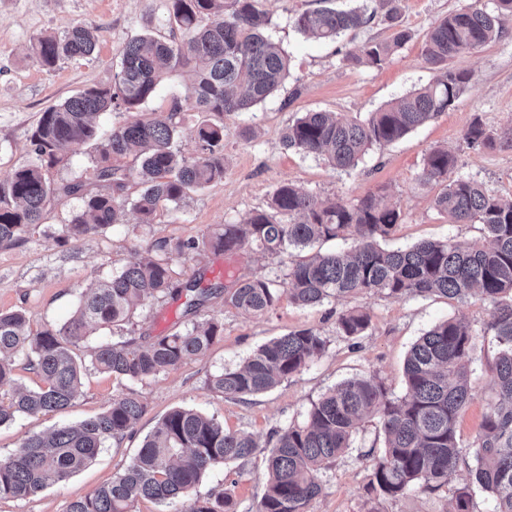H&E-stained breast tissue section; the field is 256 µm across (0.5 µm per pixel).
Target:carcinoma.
Returning <instances> with one entry per match:
<instances>
[{
	"mask_svg": "<svg viewBox=\"0 0 512 512\" xmlns=\"http://www.w3.org/2000/svg\"><path fill=\"white\" fill-rule=\"evenodd\" d=\"M167 2L168 23L180 37L133 36L119 52L110 84L91 86L41 113L30 136L34 160L0 183V246L21 241L55 195L82 200L61 225L59 241L66 242L116 224L130 201L125 190L131 179L142 185L130 201L132 207L141 223L150 224L158 210L179 204L189 191L223 177L224 125L201 122L195 156L186 157L173 147L181 122L177 104L110 130L95 123L111 110L141 108L156 96L162 76L177 69L193 74L188 91L194 108L219 115L251 109L288 76V54L266 35L269 20L255 0ZM494 2L489 9L482 0H471L429 29L423 55L437 72L433 81L394 98L364 120L307 112L285 129L283 145L322 156L337 168L353 169L373 147L394 144L448 111L472 79L471 72L451 69L448 61L500 39L502 17L512 16V0ZM374 15L365 8L318 9L300 13L294 25L303 34L333 41L366 26ZM410 39L408 30L397 28L384 40L363 44L349 60L379 69ZM96 44L95 28L76 24L62 33L39 35L33 50L51 70L63 59L92 56ZM90 141L97 142L92 178L50 180L49 170L64 161L72 146ZM464 142L470 148H491L496 138L476 117ZM456 170L454 153L434 149L425 156L420 181L442 186L434 204L450 221L483 226L479 241H422L386 249L378 239L399 224L398 209L373 196L355 203L325 202L282 183L267 210L224 224L201 239L157 243L110 280L81 294L74 314L60 326L30 336L24 333V311L0 312V385L14 382L18 360L39 379L35 388L17 385L9 397H0V424L21 414L68 407L91 368L142 383L205 354L224 333L223 322L206 314L210 301L221 294L225 306L249 316L265 315L284 295L302 308L362 291L397 299L435 294L463 301L478 295L492 306L487 330L501 350L490 365L497 400L473 442L474 483L491 493L492 512H512V198L493 195ZM338 237L352 240L349 252L302 256L279 279H239L226 289L220 284L203 288L200 276L174 281L167 259L170 253H229L246 245L279 255ZM180 299L187 317L183 330L144 343L128 336L127 326L146 301ZM369 326L368 315L357 309L336 318V334L347 338L363 335ZM97 330L109 336L96 344L86 361L75 348ZM475 342L472 329L442 320L408 352L402 396H390L374 376L350 379L312 403L304 422L274 431L268 439L266 489L256 512H306L323 492L321 471L346 453L352 435L369 418L380 424L384 446L374 458L368 493L395 498L417 487L434 492L448 485L463 460L457 421L472 398L468 365ZM325 349L326 341L314 330L292 331L259 346L242 365L211 376L208 388L237 398L264 393L319 359ZM144 410L140 395L128 388L97 417L27 438L9 458L0 460V499L35 497L69 479L96 459L106 441L123 439ZM256 448L249 433L228 430L193 409H174L111 482L71 502L65 512H133L141 499L165 505L180 501V512H236L230 489L205 499L192 496V491L212 466L245 460ZM471 500L470 486L455 488L450 512H470Z\"/></svg>",
	"mask_w": 512,
	"mask_h": 512,
	"instance_id": "carcinoma-1",
	"label": "carcinoma"
}]
</instances>
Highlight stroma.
Returning a JSON list of instances; mask_svg holds the SVG:
<instances>
[{"mask_svg":"<svg viewBox=\"0 0 512 512\" xmlns=\"http://www.w3.org/2000/svg\"><path fill=\"white\" fill-rule=\"evenodd\" d=\"M469 0H399L395 24L408 29L411 40L382 68L347 62L369 39L390 35L384 13L365 28L333 42H318L294 26L306 10L352 7L356 0H256L265 13L272 40L291 58L287 78L277 91L250 111L221 116L195 111L187 98L189 79L181 71L166 74L149 109L168 110L172 102L183 107L176 146L193 156L197 125L204 120L224 126V176L198 189L179 204L158 213L153 223H139L125 209L119 224L105 233L59 242L62 224L81 205L74 196H58L48 204L39 224L31 226L21 242L0 247V312L24 309L26 332L36 335L59 324L74 311L86 288L109 278L163 240L199 239L223 224H236L256 210L266 209L276 186L293 182L321 200L353 202L367 195L395 205L401 220L387 237L390 248L421 241L481 239L479 224H455L434 207L438 186L419 180L426 154L433 148L453 150L459 172L483 184L491 193L512 197V146L472 150L463 135L473 119H481L495 133L512 127V19L499 41L457 58V67L473 74L470 84L448 112L415 129L398 142L373 148L359 166L343 171L322 158L286 148L282 135L303 113L338 112L363 119L415 88L428 83L433 72L422 55L430 27ZM75 23L95 29L97 49L89 59H65L45 69L32 44L43 33L60 32ZM168 35L167 0H0V182L33 159L30 136L41 113L92 85L111 83L119 51L137 34ZM289 255L268 256L245 247L234 253L211 250L187 256L170 254L176 280L202 276L204 284H233L242 277L276 278L287 272ZM350 308L366 312L370 328L365 335L346 338L336 333V318ZM209 314L224 322V334L203 356L136 384L145 412L131 434L107 441L96 460L65 482L52 485L25 500L0 499V512H65L123 469L144 437L170 411L190 408L216 418L230 430H245L267 438L271 430L303 422L313 402L339 383L377 376L389 393L405 391L404 360L411 346L434 324L455 319L477 334L470 365L473 398L457 423L464 460L456 483L469 482L476 465L471 444L484 415L495 399L490 364L499 345L486 327L491 307L471 298L457 302L442 296L395 299L363 291L349 298L301 308L281 299L269 314L253 318L225 307L223 299L210 302ZM181 307L176 302L147 303L133 318L134 336L146 338L181 330ZM310 328L327 342L321 358L266 393L230 399L207 387L210 376L240 365L258 346L290 331ZM120 390L112 376L88 370L72 406L38 415H20L0 425V459L14 453L28 436L63 425H74L105 412ZM383 436L376 420H366L354 433L345 455L322 474L324 489L307 512H449L452 491L418 489L397 498L368 496L373 461L370 449L381 448ZM268 448L261 447L245 461L211 468L196 488L199 496L233 488L237 512H255L265 484Z\"/></svg>","mask_w":512,"mask_h":512,"instance_id":"35a3bbf8","label":"stroma"}]
</instances>
